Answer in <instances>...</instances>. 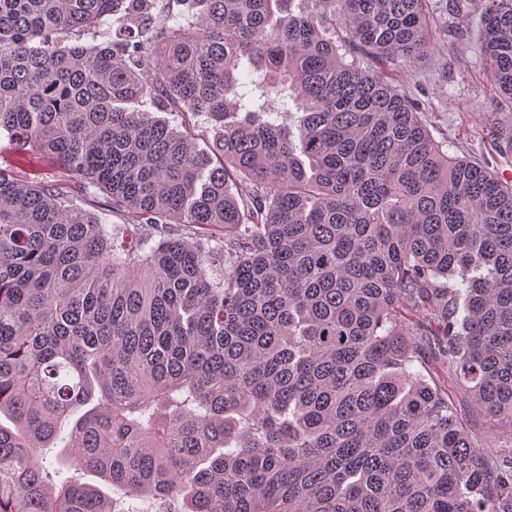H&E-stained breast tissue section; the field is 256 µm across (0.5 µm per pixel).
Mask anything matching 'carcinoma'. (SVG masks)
<instances>
[{"mask_svg": "<svg viewBox=\"0 0 512 512\" xmlns=\"http://www.w3.org/2000/svg\"><path fill=\"white\" fill-rule=\"evenodd\" d=\"M429 50L424 0H0V132L123 219L0 170V512H125L59 442L154 512H512L416 370L512 432V184L381 71ZM156 116L169 121V123L180 129L181 131H188L195 134L198 139L197 143L201 149H207V142L205 136H207L206 130L210 127L206 121L205 116L193 117L191 113L182 116L181 113L177 112H156Z\"/></svg>", "mask_w": 512, "mask_h": 512, "instance_id": "obj_1", "label": "carcinoma"}]
</instances>
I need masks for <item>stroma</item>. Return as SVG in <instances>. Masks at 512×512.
<instances>
[{"mask_svg":"<svg viewBox=\"0 0 512 512\" xmlns=\"http://www.w3.org/2000/svg\"><path fill=\"white\" fill-rule=\"evenodd\" d=\"M486 0H461L460 14L448 10V0H427L426 14L432 49L407 64L388 67L397 89L420 99L425 123L449 155L471 161L512 183V152L505 140L512 135V104L499 95L484 61L479 19ZM0 169L22 180L47 182L60 178L59 168L29 153L15 152L0 137ZM430 384L446 389L459 419L478 443L498 452L512 451V433L493 427L472 405L470 394L451 376L446 363L426 360L419 366Z\"/></svg>","mask_w":512,"mask_h":512,"instance_id":"obj_1","label":"stroma"}]
</instances>
